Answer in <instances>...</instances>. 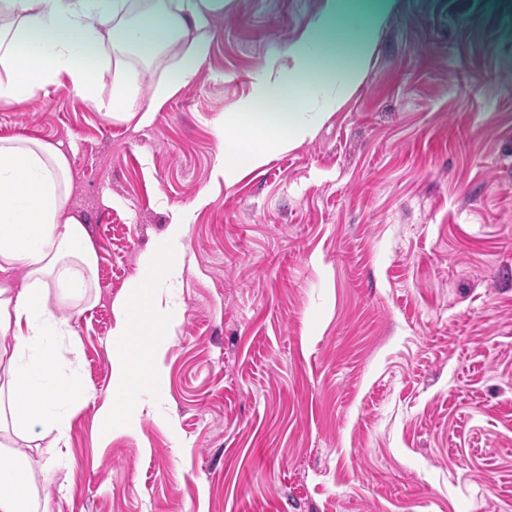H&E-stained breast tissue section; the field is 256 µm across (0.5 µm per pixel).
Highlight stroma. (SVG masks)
<instances>
[{"label":"stroma","mask_w":512,"mask_h":512,"mask_svg":"<svg viewBox=\"0 0 512 512\" xmlns=\"http://www.w3.org/2000/svg\"><path fill=\"white\" fill-rule=\"evenodd\" d=\"M386 2L365 76L308 141L215 176L214 126L328 0H228L199 75L143 127L67 83L0 138L68 158L97 254L65 371L96 395L50 512H512V0ZM187 216L183 301L139 432L98 440L112 304Z\"/></svg>","instance_id":"stroma-1"}]
</instances>
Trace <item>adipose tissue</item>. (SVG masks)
Segmentation results:
<instances>
[{
    "label": "adipose tissue",
    "mask_w": 512,
    "mask_h": 512,
    "mask_svg": "<svg viewBox=\"0 0 512 512\" xmlns=\"http://www.w3.org/2000/svg\"><path fill=\"white\" fill-rule=\"evenodd\" d=\"M345 3L329 0L323 17L289 45L285 63L267 61L238 110L216 121L218 175L255 169L314 137L352 95L385 16L373 13L354 25L343 19ZM127 6L0 0V99L31 97L64 79L113 118L148 122L198 75L211 52L210 21L223 13L224 0H153L132 25L123 21ZM169 51L177 58L174 72L144 93L143 63ZM104 71L112 74V94L102 101L97 77ZM0 157V272H26L21 288L0 287V420L11 418L25 439L61 435L66 403L91 395L57 371L54 340L73 330L70 317L51 306L47 284L92 302L96 251L69 208L63 152L39 139H0ZM0 512H49L24 453L0 462Z\"/></svg>",
    "instance_id": "ef3b65f1"
}]
</instances>
